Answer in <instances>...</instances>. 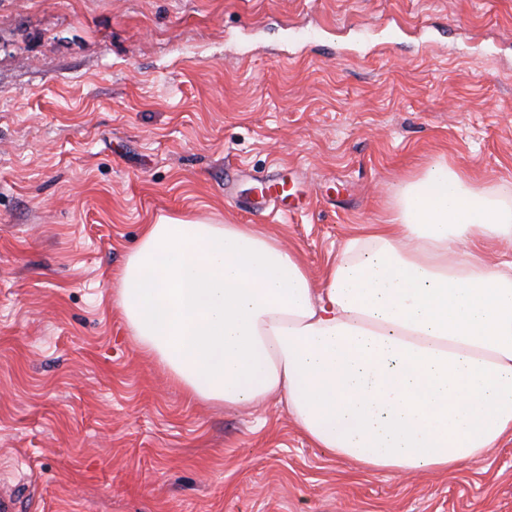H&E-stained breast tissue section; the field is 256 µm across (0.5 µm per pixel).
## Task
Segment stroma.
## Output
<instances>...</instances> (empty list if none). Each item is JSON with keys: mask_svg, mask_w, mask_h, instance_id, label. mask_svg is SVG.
<instances>
[{"mask_svg": "<svg viewBox=\"0 0 512 512\" xmlns=\"http://www.w3.org/2000/svg\"><path fill=\"white\" fill-rule=\"evenodd\" d=\"M512 198V0H0V494L12 512H512V441L363 472L191 400L117 306L143 225L253 224L314 284L432 163ZM307 207L267 217L261 187Z\"/></svg>", "mask_w": 512, "mask_h": 512, "instance_id": "stroma-1", "label": "stroma"}]
</instances>
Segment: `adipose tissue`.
<instances>
[{
  "label": "adipose tissue",
  "mask_w": 512,
  "mask_h": 512,
  "mask_svg": "<svg viewBox=\"0 0 512 512\" xmlns=\"http://www.w3.org/2000/svg\"><path fill=\"white\" fill-rule=\"evenodd\" d=\"M512 206L438 163L393 219L347 238L314 287L251 224L144 225L117 305L137 346L189 397L285 401L318 447L368 472L453 473L512 437Z\"/></svg>",
  "instance_id": "obj_1"
}]
</instances>
